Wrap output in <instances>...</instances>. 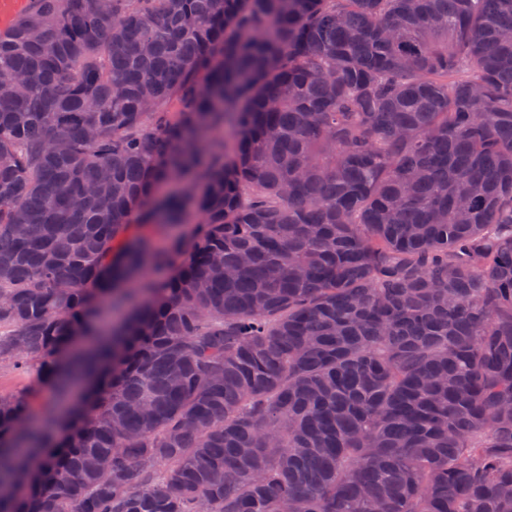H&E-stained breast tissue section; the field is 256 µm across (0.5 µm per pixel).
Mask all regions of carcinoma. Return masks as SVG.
<instances>
[{"mask_svg": "<svg viewBox=\"0 0 512 512\" xmlns=\"http://www.w3.org/2000/svg\"><path fill=\"white\" fill-rule=\"evenodd\" d=\"M2 365L0 512H512V0H31ZM40 391L46 393V388L41 387L33 373L15 371L12 369H0V391Z\"/></svg>", "mask_w": 512, "mask_h": 512, "instance_id": "cac0c4a2", "label": "carcinoma"}]
</instances>
